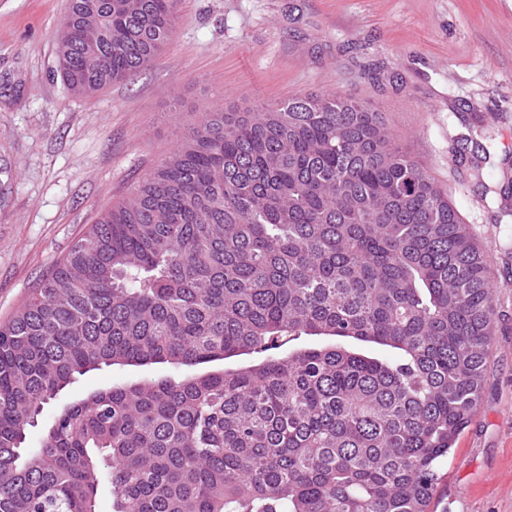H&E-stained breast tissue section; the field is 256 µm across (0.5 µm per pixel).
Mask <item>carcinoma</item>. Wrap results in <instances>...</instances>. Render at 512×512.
<instances>
[{"instance_id":"carcinoma-1","label":"carcinoma","mask_w":512,"mask_h":512,"mask_svg":"<svg viewBox=\"0 0 512 512\" xmlns=\"http://www.w3.org/2000/svg\"><path fill=\"white\" fill-rule=\"evenodd\" d=\"M68 15L62 76L92 95L153 61L176 0ZM495 316L471 225L383 113L203 112L0 326V512H87L105 480L112 512H426ZM303 335L333 342L282 350ZM158 364L188 373L93 392L25 446L77 377Z\"/></svg>"}]
</instances>
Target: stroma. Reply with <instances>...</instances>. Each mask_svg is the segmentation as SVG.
Returning <instances> with one entry per match:
<instances>
[{"mask_svg": "<svg viewBox=\"0 0 512 512\" xmlns=\"http://www.w3.org/2000/svg\"><path fill=\"white\" fill-rule=\"evenodd\" d=\"M69 0H0V325L100 215L175 148L192 113L336 94L382 112L398 144L473 224L496 286L477 411L427 512H512V0H178L147 67L89 97L58 71ZM494 112L480 171L459 115ZM167 365L104 367L44 408L117 383L179 378Z\"/></svg>", "mask_w": 512, "mask_h": 512, "instance_id": "obj_1", "label": "stroma"}]
</instances>
